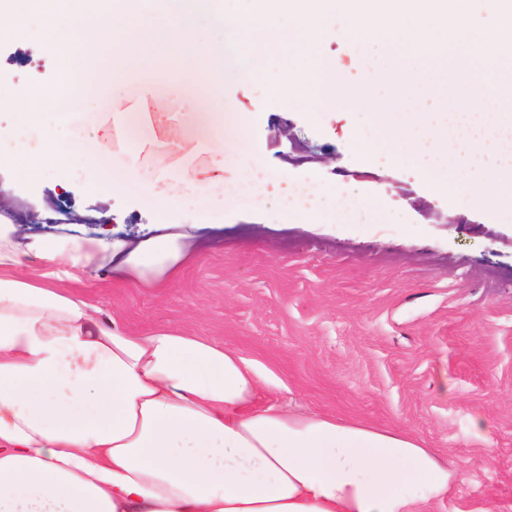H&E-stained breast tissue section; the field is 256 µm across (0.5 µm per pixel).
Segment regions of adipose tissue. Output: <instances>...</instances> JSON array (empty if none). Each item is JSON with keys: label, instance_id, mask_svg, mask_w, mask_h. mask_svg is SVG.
<instances>
[{"label": "adipose tissue", "instance_id": "adipose-tissue-1", "mask_svg": "<svg viewBox=\"0 0 512 512\" xmlns=\"http://www.w3.org/2000/svg\"><path fill=\"white\" fill-rule=\"evenodd\" d=\"M314 62L321 106L369 105V86ZM56 97L43 88L23 126L0 127V161L32 184L68 158L57 130L76 115H46ZM89 164L96 190L151 197L156 224L134 238L30 234L0 183V512H420L447 497L457 471L412 437L260 402L233 348L102 320L72 282L107 270L157 288L200 246L148 173Z\"/></svg>", "mask_w": 512, "mask_h": 512}]
</instances>
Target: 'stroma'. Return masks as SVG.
I'll list each match as a JSON object with an SVG mask.
<instances>
[{
	"label": "stroma",
	"mask_w": 512,
	"mask_h": 512,
	"mask_svg": "<svg viewBox=\"0 0 512 512\" xmlns=\"http://www.w3.org/2000/svg\"><path fill=\"white\" fill-rule=\"evenodd\" d=\"M75 39L74 27L64 24L36 41L0 43L1 126L21 121L26 106L16 90L34 93L55 83L60 63L68 64L74 85L83 84ZM306 43L292 64L306 66L313 49L351 82L386 78L350 59L334 38L310 33ZM95 93L100 104L86 129L62 130L63 139L96 144L113 113L156 109L135 77ZM229 94L236 111L265 114L251 139L269 168L314 170L327 182L383 193L372 223L360 231L332 216L307 224L273 207L262 218L229 215L196 229L200 257L174 283L131 288L102 272L77 292L127 330L174 328L237 350L263 378L280 382L279 401L408 432L460 476L447 498L424 512H475L486 503L512 512V215L490 222L454 208L428 195L412 166L358 167L356 115L325 109L319 123H310L300 103L312 99V86L271 100L246 78ZM161 132L192 146L195 192L221 208L207 131L169 118L142 129L147 138ZM20 193L16 215L23 222L34 212L67 224L106 217L113 231L134 236L156 221L150 204L91 191L78 156ZM404 213L420 225L419 235L402 231L397 218Z\"/></svg>",
	"instance_id": "stroma-1"
}]
</instances>
